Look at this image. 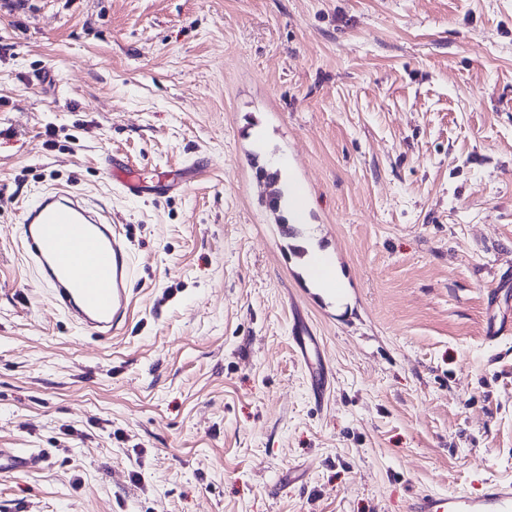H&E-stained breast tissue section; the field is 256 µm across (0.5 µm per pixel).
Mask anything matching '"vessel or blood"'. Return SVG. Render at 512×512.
Here are the masks:
<instances>
[{
	"label": "vessel or blood",
	"mask_w": 512,
	"mask_h": 512,
	"mask_svg": "<svg viewBox=\"0 0 512 512\" xmlns=\"http://www.w3.org/2000/svg\"><path fill=\"white\" fill-rule=\"evenodd\" d=\"M103 169L129 196H141L139 173L116 155L105 156ZM27 257L59 307L77 325L101 338L111 337L131 304L133 265L129 251L111 220L94 203L65 189H49L23 210ZM301 364L311 377V390L323 399L331 372L316 337L293 338ZM38 457L0 448V470L37 466ZM409 512H512V479L486 480L479 492H426Z\"/></svg>",
	"instance_id": "b4317fda"
}]
</instances>
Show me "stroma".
Masks as SVG:
<instances>
[{
    "label": "stroma",
    "instance_id": "obj_1",
    "mask_svg": "<svg viewBox=\"0 0 512 512\" xmlns=\"http://www.w3.org/2000/svg\"><path fill=\"white\" fill-rule=\"evenodd\" d=\"M109 154L180 188L126 196ZM260 166L303 186L297 236ZM56 187L130 248L112 338L26 261ZM511 266L512 0H0V448L42 459L0 512H408L512 478ZM294 348L301 364L311 377V390L315 398L321 401L330 387L331 371L326 364L320 344L315 336H306L304 332L292 336Z\"/></svg>",
    "mask_w": 512,
    "mask_h": 512
}]
</instances>
